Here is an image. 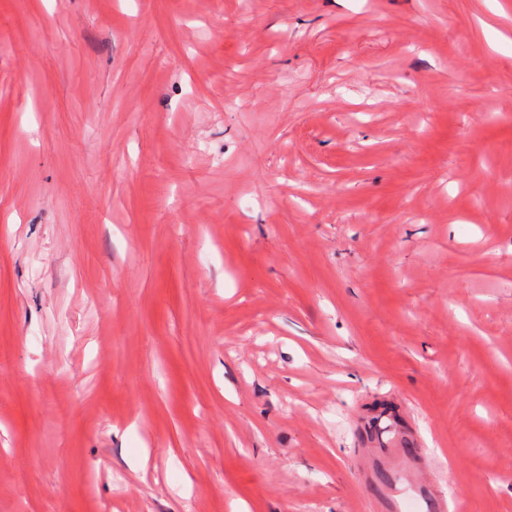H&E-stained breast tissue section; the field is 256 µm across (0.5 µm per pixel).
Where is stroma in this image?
Listing matches in <instances>:
<instances>
[{
    "label": "stroma",
    "instance_id": "1",
    "mask_svg": "<svg viewBox=\"0 0 512 512\" xmlns=\"http://www.w3.org/2000/svg\"><path fill=\"white\" fill-rule=\"evenodd\" d=\"M384 411L512 512V0H0V512H362Z\"/></svg>",
    "mask_w": 512,
    "mask_h": 512
}]
</instances>
